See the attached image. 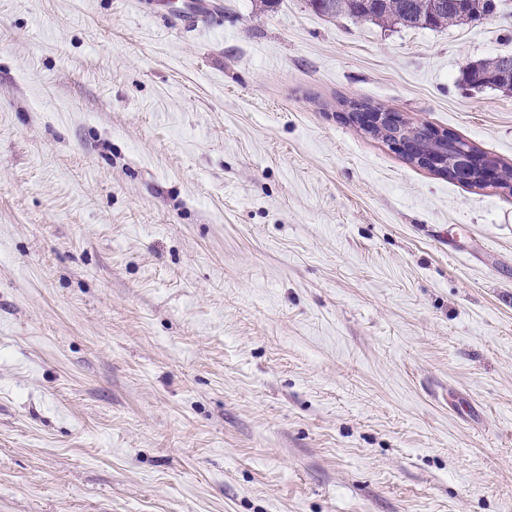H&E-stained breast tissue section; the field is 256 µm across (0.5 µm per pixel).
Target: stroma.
<instances>
[{"mask_svg": "<svg viewBox=\"0 0 512 512\" xmlns=\"http://www.w3.org/2000/svg\"><path fill=\"white\" fill-rule=\"evenodd\" d=\"M0 0V512H512V0ZM211 6L210 0H188L175 9L174 15L184 26L192 27L209 17ZM328 17L350 15L368 21H391L409 28L444 22L474 21L490 12L493 0H310ZM466 84L474 88L495 87L512 91V55H504L492 62H478L463 72ZM347 115L364 131L379 128L384 136L391 133L388 130L389 128L399 129L407 124L399 112H376L365 107H359L355 112H348ZM455 138L457 139V145L469 147L472 151L464 148L460 156L454 160H445L444 162H442L443 158L439 154L423 152L421 149V140L411 139L408 137V134L404 137L393 136L387 141L395 148L402 151L406 156L409 155L413 157L415 163L425 165L427 168L437 169L446 175H448V173L444 171V169L448 168L453 177L462 178L463 181H466L467 176L472 174L474 169H477L485 184L497 185L500 180L498 164L492 159L474 152L475 150L460 138ZM497 186L509 188L510 192H512V184H508L507 181H502Z\"/></svg>", "mask_w": 512, "mask_h": 512, "instance_id": "obj_1", "label": "stroma"}]
</instances>
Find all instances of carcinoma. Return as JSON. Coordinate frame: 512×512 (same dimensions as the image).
Returning <instances> with one entry per match:
<instances>
[{
    "label": "carcinoma",
    "instance_id": "1",
    "mask_svg": "<svg viewBox=\"0 0 512 512\" xmlns=\"http://www.w3.org/2000/svg\"><path fill=\"white\" fill-rule=\"evenodd\" d=\"M328 17L350 15L368 21H391L409 28L437 27L445 22L474 21L493 8V0H310ZM474 88L495 87L512 91V55L478 62L463 72Z\"/></svg>",
    "mask_w": 512,
    "mask_h": 512
}]
</instances>
